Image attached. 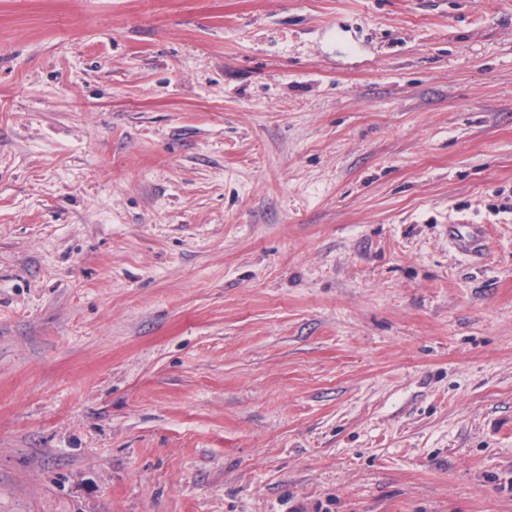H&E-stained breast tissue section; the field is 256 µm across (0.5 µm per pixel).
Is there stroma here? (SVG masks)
<instances>
[{"label":"stroma","mask_w":512,"mask_h":512,"mask_svg":"<svg viewBox=\"0 0 512 512\" xmlns=\"http://www.w3.org/2000/svg\"><path fill=\"white\" fill-rule=\"evenodd\" d=\"M0 512H512V0H0ZM483 227L477 224L467 226V231H460L455 225L448 227V235L452 236L462 250L469 252H480L485 245Z\"/></svg>","instance_id":"stroma-1"}]
</instances>
